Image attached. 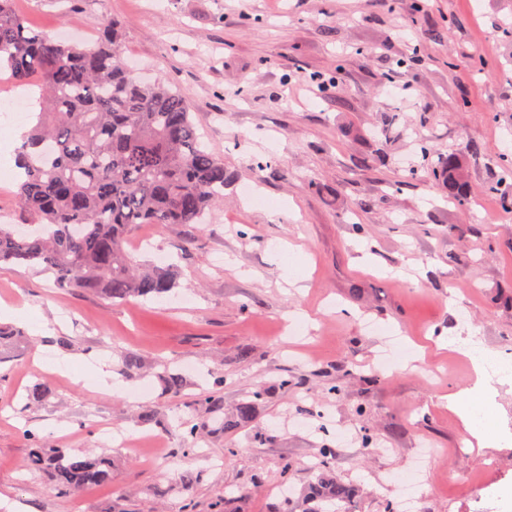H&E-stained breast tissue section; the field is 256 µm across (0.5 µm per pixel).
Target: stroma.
Instances as JSON below:
<instances>
[{
    "label": "stroma",
    "instance_id": "stroma-1",
    "mask_svg": "<svg viewBox=\"0 0 512 512\" xmlns=\"http://www.w3.org/2000/svg\"><path fill=\"white\" fill-rule=\"evenodd\" d=\"M27 26L59 23L92 44L105 24L141 77L183 91L203 141L231 181L205 225L140 224L138 262L175 267L176 296L114 302L58 287L52 276L0 269V305L24 308L22 343L0 354V512H282L278 488L301 494L323 443L339 479L359 486V512H387L415 473L419 512H475L449 476L512 495V382L499 386L485 448L445 395L473 384L469 362L435 339L474 334L512 350V212L490 190L492 152L512 148V0H14ZM420 48L426 63L398 67ZM464 156L471 207L448 203L421 144ZM417 179L400 184L408 168ZM301 258L299 282L279 250ZM60 336L70 345L57 344ZM423 346L402 362L395 339ZM140 356L150 393L128 395L124 355ZM392 360L383 369L382 355ZM181 372L168 395L159 364ZM110 376L98 383L95 371ZM224 375V409L267 390L257 418L208 440L213 469L170 428L185 402ZM288 390L275 388L282 375ZM51 394L24 408L27 386ZM152 405L164 425H141ZM133 429L140 451L100 429ZM95 448L112 482L72 496L23 466L28 432ZM267 432L271 443L256 442ZM291 474H284L283 463ZM169 487L165 499L149 495Z\"/></svg>",
    "mask_w": 512,
    "mask_h": 512
}]
</instances>
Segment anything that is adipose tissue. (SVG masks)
<instances>
[{
  "mask_svg": "<svg viewBox=\"0 0 512 512\" xmlns=\"http://www.w3.org/2000/svg\"><path fill=\"white\" fill-rule=\"evenodd\" d=\"M448 343L469 358L474 371V383L470 393L458 392L449 395L448 407L473 433L479 446H486L489 443L486 432L487 419L492 409L491 399L496 391L495 380L489 375L486 366L489 361L495 359L496 354L471 336L452 337Z\"/></svg>",
  "mask_w": 512,
  "mask_h": 512,
  "instance_id": "1",
  "label": "adipose tissue"
}]
</instances>
